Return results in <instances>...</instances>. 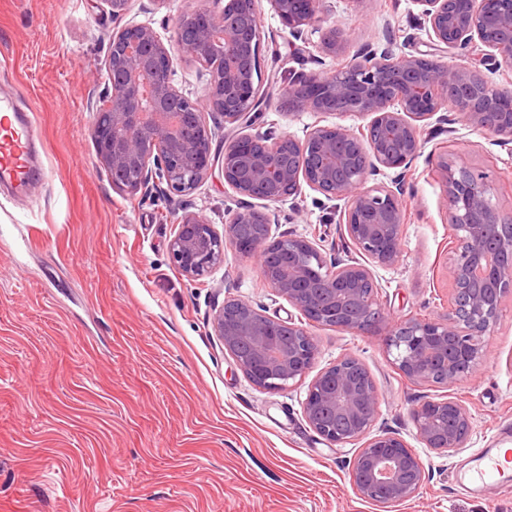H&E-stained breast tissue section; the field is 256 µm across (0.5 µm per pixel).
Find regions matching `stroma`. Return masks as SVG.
Here are the masks:
<instances>
[{"mask_svg":"<svg viewBox=\"0 0 512 512\" xmlns=\"http://www.w3.org/2000/svg\"><path fill=\"white\" fill-rule=\"evenodd\" d=\"M261 78L271 93L292 72L333 74L360 49L391 43L425 52L412 0H325L322 26L348 38L327 56L292 37L257 0ZM112 17L101 0H0V92L33 118L45 176L28 197L0 189V512H512V489L460 487L479 453L512 448V305L485 342L479 375L452 388L474 430L448 455L417 438L410 408L438 388L400 373L380 336L314 328L318 366L360 358L379 393L376 427L398 432L425 468L419 493L398 505L357 496L355 445H329L303 414L306 385L270 391L236 367L212 329L224 300L301 320L268 288L256 259L225 248L224 262L192 281L169 258L182 211L222 225L245 207L220 171L190 195L145 197L115 187L89 128ZM358 127L356 116L293 112L272 102L255 131L304 137L313 125ZM427 143L487 173L493 204L512 213V154L465 122ZM401 257L376 268L393 317L448 311L453 231L434 165L420 157L405 195ZM319 193L299 210L281 205L273 234L341 248L339 226Z\"/></svg>","mask_w":512,"mask_h":512,"instance_id":"1","label":"stroma"}]
</instances>
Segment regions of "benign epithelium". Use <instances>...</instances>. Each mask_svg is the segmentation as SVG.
I'll return each mask as SVG.
<instances>
[{"mask_svg":"<svg viewBox=\"0 0 512 512\" xmlns=\"http://www.w3.org/2000/svg\"><path fill=\"white\" fill-rule=\"evenodd\" d=\"M115 27L104 63L107 90L91 106L89 136L112 183L135 194L166 183L167 192L192 193L211 174L213 133L206 115L248 128L271 98L261 81V21L255 0H195L165 37L149 22L125 20L131 0H101ZM295 39L319 34L318 48L334 56L347 39L319 25L323 0H268ZM429 46L455 51L460 62L363 48L342 70L293 75L279 97L296 111L355 115L367 124L315 125L304 138L244 133L224 140V182L237 194L264 202L234 213L217 229L198 212L176 220L169 252L192 281L224 261L229 246L258 260L265 283L299 310L307 324L268 315L241 299L215 311L212 328L224 350L256 386L276 391L301 382L319 357L312 327L332 325L384 337L394 364L409 380L441 388L476 376L484 338L512 303V215L491 202L485 172L445 154L436 167L448 203L454 246L448 314L394 319L378 300L373 267L401 255L405 175L423 154L429 126L449 131L452 106L471 127L512 147V87L489 82L483 70L512 71V0H412ZM196 68L203 95L177 87L174 58ZM393 170L391 185L369 184ZM345 202L342 238L359 258H329L314 239L271 234L279 215L270 205L296 201L303 188ZM379 394L365 363L346 355L321 368L302 401L309 427L332 446L364 440L351 467L362 499L396 505L413 498L425 478L423 463L396 432L373 431ZM426 447L453 454L466 447L473 417L460 401L427 400L412 409Z\"/></svg>","mask_w":512,"mask_h":512,"instance_id":"7a95c632","label":"benign epithelium"}]
</instances>
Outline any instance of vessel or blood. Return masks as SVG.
I'll use <instances>...</instances> for the list:
<instances>
[{"label": "vessel or blood", "instance_id": "obj_1", "mask_svg": "<svg viewBox=\"0 0 512 512\" xmlns=\"http://www.w3.org/2000/svg\"><path fill=\"white\" fill-rule=\"evenodd\" d=\"M36 130L30 116L16 112L10 98L0 97V182L25 185L36 175L34 142ZM464 481L468 488L512 486L499 455L485 453Z\"/></svg>", "mask_w": 512, "mask_h": 512}]
</instances>
